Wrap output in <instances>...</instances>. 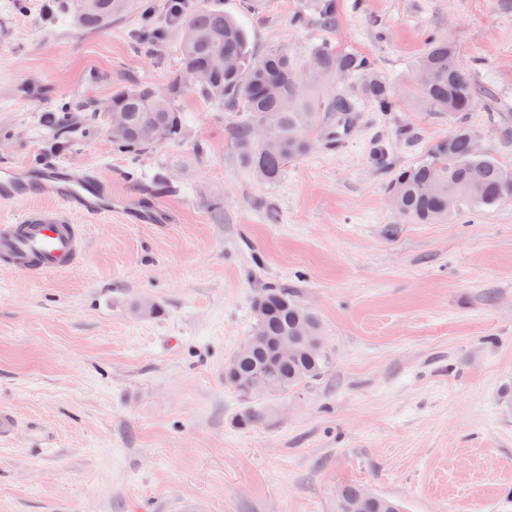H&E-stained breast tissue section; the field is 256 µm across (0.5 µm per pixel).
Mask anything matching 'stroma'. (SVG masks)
<instances>
[{"label": "stroma", "mask_w": 512, "mask_h": 512, "mask_svg": "<svg viewBox=\"0 0 512 512\" xmlns=\"http://www.w3.org/2000/svg\"><path fill=\"white\" fill-rule=\"evenodd\" d=\"M337 2L328 30L319 0L194 2L236 18L253 59L327 42L373 58L395 92L392 111L364 108L267 183L239 156L240 113L191 89L180 140L114 148L104 103L166 89L179 68L166 0H131L95 30L76 0H0V165L87 169L120 201L71 215L85 248L67 272L0 260V409L17 419L0 512H336L350 485L406 512H512V197L402 224L390 193L456 124L415 90L430 35L512 113V0ZM466 119L512 168V134L479 109ZM135 203L169 223H137ZM268 288L317 315L331 363L242 429L224 364Z\"/></svg>", "instance_id": "1"}]
</instances>
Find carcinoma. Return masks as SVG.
I'll return each mask as SVG.
<instances>
[{"instance_id": "1", "label": "carcinoma", "mask_w": 512, "mask_h": 512, "mask_svg": "<svg viewBox=\"0 0 512 512\" xmlns=\"http://www.w3.org/2000/svg\"><path fill=\"white\" fill-rule=\"evenodd\" d=\"M126 11L125 0H78L77 19L87 30H95ZM336 0H322L316 21L324 28L336 23ZM181 28L194 32L181 40L180 68L168 88L157 91L136 84L112 94V108L125 114L127 132L113 144L134 153L155 144L150 131L162 126L167 140L183 133L184 115L176 101L184 90L183 73L196 75L193 89L207 101L249 114L233 130L239 155L261 179L280 180L289 163L304 157L309 141L324 135L333 144L357 120L358 100L368 101L376 112H390L394 96L390 84L374 60L354 51L339 50L325 42L304 57L286 46L271 50L263 58L250 56L244 29L220 11L198 9L185 15ZM224 57L237 62L238 72L214 67ZM419 97L434 112L458 116L482 106L491 122L509 125L512 114L497 111L491 91L478 85L472 68L465 66L456 48L445 38H433L416 64ZM349 81L356 91L339 90L326 100L316 94L308 74ZM279 85L275 96L266 93L269 83ZM267 124L272 133L261 138L256 128ZM475 134L460 120L448 137L438 141L426 159L394 178L391 192L396 217L406 224H441L451 220L448 196L456 206L492 205L512 196V168L494 157L474 150ZM263 303L254 308L255 323L230 361L243 382L245 403L237 425L250 428L263 418L260 403L295 393L321 378L330 365V352L321 334L318 317L284 288H269ZM288 342L294 355L281 359L277 347ZM337 512H403L399 501L359 486L338 491Z\"/></svg>"}]
</instances>
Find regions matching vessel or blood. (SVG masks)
Listing matches in <instances>:
<instances>
[{
    "mask_svg": "<svg viewBox=\"0 0 512 512\" xmlns=\"http://www.w3.org/2000/svg\"><path fill=\"white\" fill-rule=\"evenodd\" d=\"M51 200L62 212L31 211L17 224H0V254L22 275L68 271L84 252L81 225L68 223L70 213L101 215L112 211L111 184L86 170L53 166L30 170L0 167V203Z\"/></svg>",
    "mask_w": 512,
    "mask_h": 512,
    "instance_id": "1",
    "label": "vessel or blood"
}]
</instances>
